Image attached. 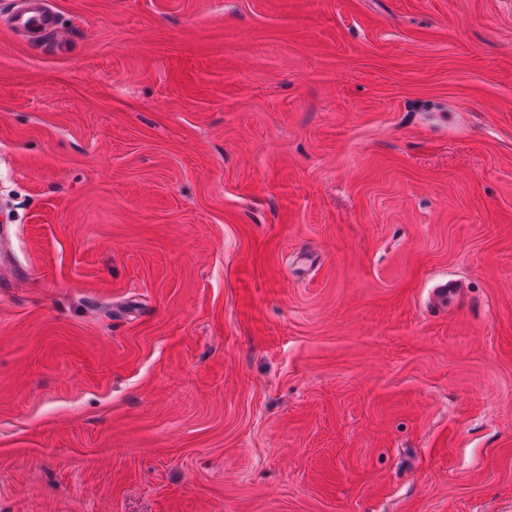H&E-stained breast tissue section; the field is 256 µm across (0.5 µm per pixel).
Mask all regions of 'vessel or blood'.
I'll use <instances>...</instances> for the list:
<instances>
[{
  "label": "vessel or blood",
  "instance_id": "1",
  "mask_svg": "<svg viewBox=\"0 0 512 512\" xmlns=\"http://www.w3.org/2000/svg\"><path fill=\"white\" fill-rule=\"evenodd\" d=\"M6 22L18 36L30 43L46 41L59 52L67 47L68 34L58 25L50 0H16Z\"/></svg>",
  "mask_w": 512,
  "mask_h": 512
}]
</instances>
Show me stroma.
Here are the masks:
<instances>
[{
	"label": "stroma",
	"instance_id": "stroma-1",
	"mask_svg": "<svg viewBox=\"0 0 512 512\" xmlns=\"http://www.w3.org/2000/svg\"><path fill=\"white\" fill-rule=\"evenodd\" d=\"M53 2L0 512H512V0Z\"/></svg>",
	"mask_w": 512,
	"mask_h": 512
}]
</instances>
